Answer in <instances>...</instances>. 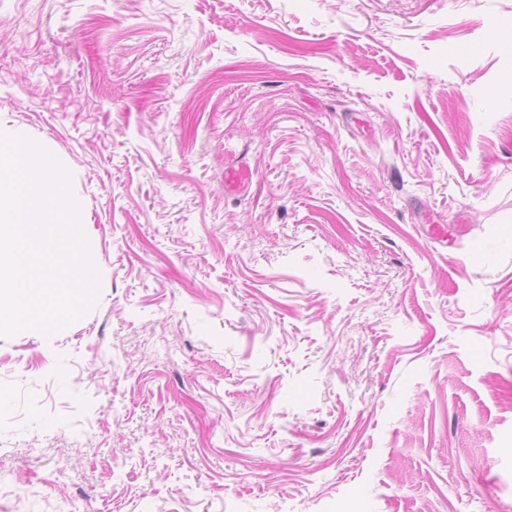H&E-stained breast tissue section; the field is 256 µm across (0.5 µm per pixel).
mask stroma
<instances>
[{"mask_svg": "<svg viewBox=\"0 0 512 512\" xmlns=\"http://www.w3.org/2000/svg\"><path fill=\"white\" fill-rule=\"evenodd\" d=\"M511 42L512 0H0V129L100 278L0 338V512H512ZM252 170L245 157L224 168V190L227 193H243L252 180Z\"/></svg>", "mask_w": 512, "mask_h": 512, "instance_id": "stroma-1", "label": "stroma"}]
</instances>
